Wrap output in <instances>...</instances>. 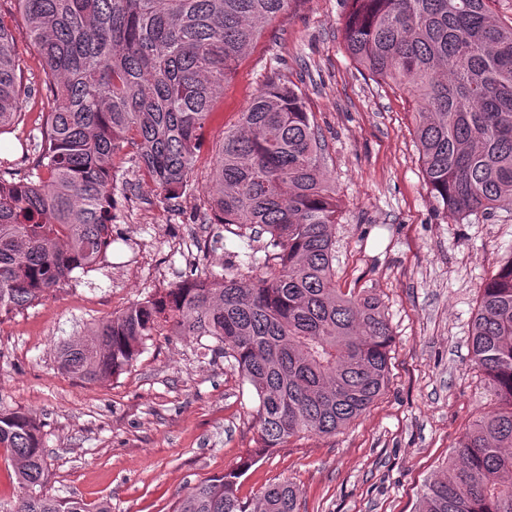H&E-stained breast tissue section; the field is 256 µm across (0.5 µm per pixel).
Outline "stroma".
Instances as JSON below:
<instances>
[{
  "label": "stroma",
  "mask_w": 512,
  "mask_h": 512,
  "mask_svg": "<svg viewBox=\"0 0 512 512\" xmlns=\"http://www.w3.org/2000/svg\"><path fill=\"white\" fill-rule=\"evenodd\" d=\"M15 45L31 92L0 135V173L35 170V122L47 78L12 0ZM345 0H299L271 22L224 86L194 174L162 200L131 164L114 169L107 258L31 306L0 317V406L41 424L46 492L112 512H177L188 487L257 446L256 399L222 355L173 336L148 341L133 366L88 384L62 372L58 347L201 270L223 274L240 238L213 223L208 191L224 129L270 71L302 89L326 142L341 207L336 282L369 288L392 329L389 382L370 410L333 435L302 434L266 451L240 479L252 500L289 480L300 512H416L465 430L490 403L470 352L482 285L512 257V212L451 221L425 183L414 104L347 51Z\"/></svg>",
  "instance_id": "35a3bbf8"
}]
</instances>
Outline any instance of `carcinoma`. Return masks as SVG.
I'll list each match as a JSON object with an SVG mask.
<instances>
[{
	"mask_svg": "<svg viewBox=\"0 0 512 512\" xmlns=\"http://www.w3.org/2000/svg\"><path fill=\"white\" fill-rule=\"evenodd\" d=\"M49 79L37 179L0 176V315L32 305L112 244V165L123 156L172 200L193 174L218 92L265 27L296 0H15ZM492 0H347L351 56L413 98L423 175L448 217L512 211V22ZM13 30L0 16V134L21 114ZM211 209L269 235L224 276L191 275L57 352L59 368L107 381L155 336L220 353L254 391L261 450L334 435L384 389L392 331L380 300L336 284L339 204L303 91L275 71L224 130ZM261 267L258 276L242 267ZM471 356L494 407L460 437L419 512H512V256L483 285ZM0 450L21 489L12 512H110L48 495L41 427L0 407ZM253 463L190 488L177 512H299L283 480L250 503Z\"/></svg>",
	"mask_w": 512,
	"mask_h": 512,
	"instance_id": "cac0c4a2",
	"label": "carcinoma"
}]
</instances>
